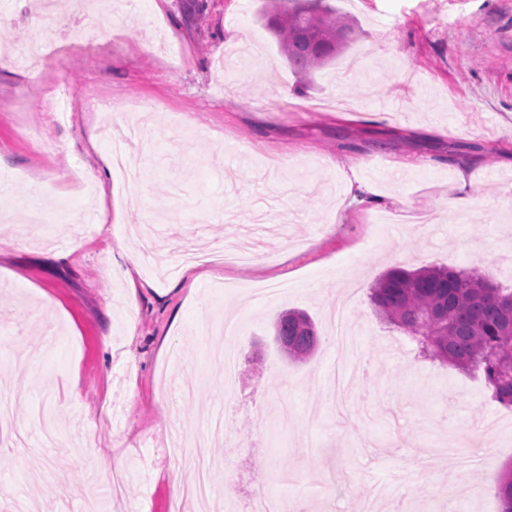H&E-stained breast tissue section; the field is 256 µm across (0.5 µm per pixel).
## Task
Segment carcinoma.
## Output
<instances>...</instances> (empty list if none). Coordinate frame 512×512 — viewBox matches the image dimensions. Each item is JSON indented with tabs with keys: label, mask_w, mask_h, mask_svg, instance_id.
<instances>
[{
	"label": "carcinoma",
	"mask_w": 512,
	"mask_h": 512,
	"mask_svg": "<svg viewBox=\"0 0 512 512\" xmlns=\"http://www.w3.org/2000/svg\"><path fill=\"white\" fill-rule=\"evenodd\" d=\"M288 64L298 71L321 66L347 47L353 27L325 0H299L264 13ZM384 321L403 330L422 357L482 371L491 397L512 407V292L504 293L476 266L408 270L392 267L370 288ZM282 351L294 361L313 353L318 336L303 312L275 322ZM500 512H512V467L496 479Z\"/></svg>",
	"instance_id": "obj_1"
}]
</instances>
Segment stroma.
Here are the masks:
<instances>
[{
  "label": "stroma",
  "mask_w": 512,
  "mask_h": 512,
  "mask_svg": "<svg viewBox=\"0 0 512 512\" xmlns=\"http://www.w3.org/2000/svg\"><path fill=\"white\" fill-rule=\"evenodd\" d=\"M90 2L122 24L91 29L78 0L54 21L61 46L89 41L90 54L0 69V236L26 240L0 264V381L27 435L17 448L0 434V512L21 500L40 512H192L172 485L193 484L201 460L160 454L190 432L220 461L219 512H249L261 488L286 512H358L386 483L401 491L378 512H499L487 478L444 449L512 464V408L482 372L419 357L369 290L390 267L438 265L479 267L512 291V0H328L359 34L307 72L267 28L270 0H202L191 20L184 0ZM42 34L30 0L0 6L1 45ZM63 80L78 99L56 125L47 103ZM116 113L153 154L134 186L102 171V198L69 176L110 153ZM461 177L466 211L450 205ZM50 181L33 215L28 199ZM363 183L377 205L353 202ZM259 216L286 228L264 250L271 263L213 264L196 283L158 271L183 238L203 256L223 239L254 250ZM143 224L168 246L141 254L132 294L110 276L114 233L132 239ZM343 296L351 350L327 320ZM287 309L316 324L306 361L275 341ZM229 315L241 328L236 407L209 434L201 417L226 414L213 360L224 341L210 328ZM93 442L121 470L89 454ZM449 474L448 500L437 488Z\"/></svg>",
  "instance_id": "obj_1"
}]
</instances>
